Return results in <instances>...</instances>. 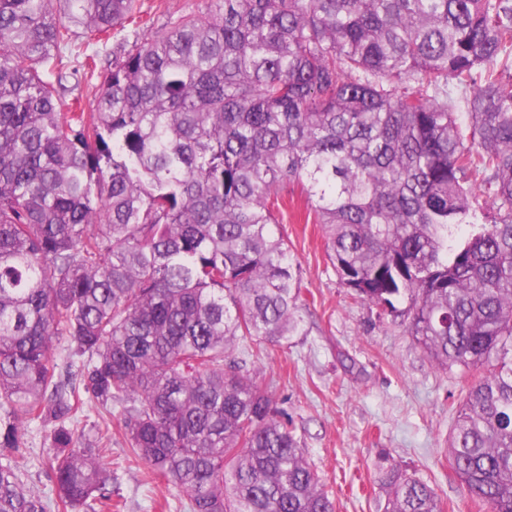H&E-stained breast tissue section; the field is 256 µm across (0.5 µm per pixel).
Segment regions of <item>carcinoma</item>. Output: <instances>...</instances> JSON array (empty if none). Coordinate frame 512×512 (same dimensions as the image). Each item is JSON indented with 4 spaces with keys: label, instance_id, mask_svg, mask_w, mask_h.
Returning <instances> with one entry per match:
<instances>
[{
    "label": "carcinoma",
    "instance_id": "obj_1",
    "mask_svg": "<svg viewBox=\"0 0 512 512\" xmlns=\"http://www.w3.org/2000/svg\"><path fill=\"white\" fill-rule=\"evenodd\" d=\"M213 4L85 57V112L72 63L135 0H0V512H112L114 405L188 512H334L228 355L304 332L291 187L344 287L478 373L449 461L512 512V0ZM33 423L52 496L24 482ZM380 483L384 512H443L395 466Z\"/></svg>",
    "mask_w": 512,
    "mask_h": 512
}]
</instances>
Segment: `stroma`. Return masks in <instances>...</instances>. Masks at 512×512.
<instances>
[{
  "mask_svg": "<svg viewBox=\"0 0 512 512\" xmlns=\"http://www.w3.org/2000/svg\"><path fill=\"white\" fill-rule=\"evenodd\" d=\"M139 6L141 25L116 31L99 46L100 55L133 34L148 36L180 16L206 14L210 0H139ZM305 213L298 195L279 220L302 272L306 331L280 346L236 341L233 357L245 360L271 393L279 419L301 437L336 512H382L385 491L377 476L384 461L431 485L445 512H488L469 498L448 461V439L471 374L440 369L400 319L379 316L375 306L355 299ZM111 459L113 501L121 512H177V490L147 485L117 420Z\"/></svg>",
  "mask_w": 512,
  "mask_h": 512,
  "instance_id": "obj_1",
  "label": "stroma"
}]
</instances>
